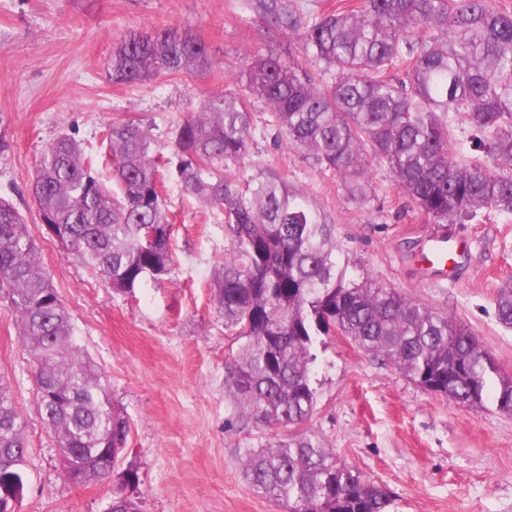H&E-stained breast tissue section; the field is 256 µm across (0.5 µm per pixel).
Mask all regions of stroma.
<instances>
[{"instance_id": "35a3bbf8", "label": "stroma", "mask_w": 512, "mask_h": 512, "mask_svg": "<svg viewBox=\"0 0 512 512\" xmlns=\"http://www.w3.org/2000/svg\"><path fill=\"white\" fill-rule=\"evenodd\" d=\"M256 0H0V196L26 216L38 256L69 309L78 342L104 374L130 421L119 469H135L142 512H281L243 476L250 448L275 428H241L227 385L240 342L224 328L211 278L232 243L221 209L186 197L162 171L173 221L174 265L161 284L113 292L49 237L29 191L42 153L59 135L79 141L85 165L111 180L107 133L113 122L150 128L164 161L176 160V131L205 96L244 92L240 71L254 51L313 68L287 35L266 26ZM177 27L199 35L215 60L205 76L179 74L141 84L109 79L112 45L132 31ZM254 130L230 178L271 167L334 226L349 274L409 293L467 325L512 375V329L498 323L494 297L512 278V214L485 208L447 225L467 250L455 282L422 277L415 263L439 227L395 186L386 167L369 166L372 199L347 200L334 172L288 148L254 103ZM317 396L308 428L340 460L386 486L389 512H512V415L493 401L473 408L431 394L349 339L326 336L313 349ZM31 358L16 315L0 299V380L27 418L24 490L16 512H107L115 477L74 486L61 476L58 445L43 426Z\"/></svg>"}]
</instances>
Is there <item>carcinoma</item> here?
Listing matches in <instances>:
<instances>
[{"mask_svg":"<svg viewBox=\"0 0 512 512\" xmlns=\"http://www.w3.org/2000/svg\"><path fill=\"white\" fill-rule=\"evenodd\" d=\"M266 22L300 42L321 68L310 71L272 53H254L242 70L251 96L290 148L333 171L350 201L370 199V162L435 224L482 208L512 212V174L458 161L448 124L484 136L512 167V12L496 0H355L321 15L259 0ZM214 65L199 36L177 27L130 33L112 46L110 78L145 83ZM253 112L235 92L205 98L180 125L177 182L196 201L224 210L233 247L213 276L224 328L242 340L232 393L239 416L288 435L250 448L242 469L253 489L284 512H388L386 487L342 463L304 429L316 397L311 348L320 336H345L397 366L430 393L471 407L491 399L512 414V376L466 326L367 274L346 276L329 225L275 169L244 183L224 163L249 152ZM114 195L62 134L32 177L41 223L113 290L160 283L173 262L172 223L160 190L151 130L132 121L108 132ZM0 298L13 307L18 335L33 359L41 420L73 473L90 482L111 475L129 435L103 374L84 354L69 311L43 267L26 218L0 198ZM512 328V281L494 299ZM25 416L0 381V486L23 489Z\"/></svg>","mask_w":512,"mask_h":512,"instance_id":"obj_1","label":"carcinoma"}]
</instances>
